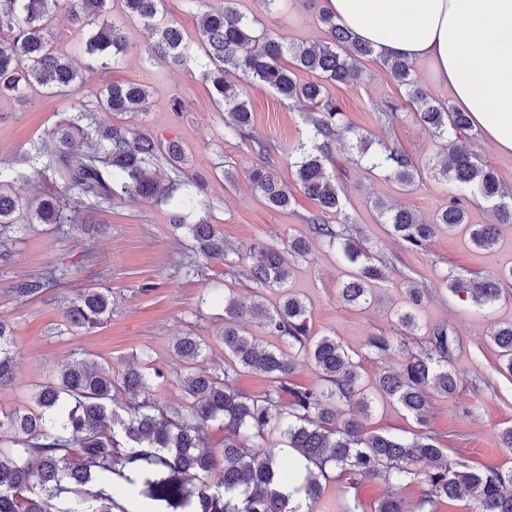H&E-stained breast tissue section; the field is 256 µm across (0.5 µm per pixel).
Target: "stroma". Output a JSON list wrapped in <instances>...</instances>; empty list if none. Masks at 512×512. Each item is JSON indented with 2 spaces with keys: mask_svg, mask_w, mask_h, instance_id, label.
Listing matches in <instances>:
<instances>
[{
  "mask_svg": "<svg viewBox=\"0 0 512 512\" xmlns=\"http://www.w3.org/2000/svg\"><path fill=\"white\" fill-rule=\"evenodd\" d=\"M237 8L246 18L256 20L258 29L274 32L287 42L310 44L328 39L305 0H276L268 8L260 0H237ZM124 36L127 53L123 63L94 75L93 82H134L147 88L143 111L125 115L124 124L183 146L192 171L207 182L205 208L225 239L245 249L258 240L281 247L289 238L308 235L306 219L316 210L313 201L298 191L288 209L266 206L246 173L253 161L248 145L225 131L224 116L207 85L199 80L196 66L174 69L152 57L149 35L138 21L125 22ZM330 92L340 102L346 121L370 134L372 141L403 149L422 162L439 153V143L414 119L404 89L375 60L365 61L361 76L353 83L331 87ZM248 94L256 132L277 154L281 178L293 182L288 153L310 141L311 127L303 107L260 87L249 88ZM71 103V98L46 93L33 95L23 104L1 96L0 163L29 170L28 156L34 155ZM390 110L397 113L391 123L383 119ZM226 169L233 172V181H225L222 172ZM345 169L339 179L344 213L355 223L360 241L392 262L397 272L379 284L373 303L349 306L339 295L348 265L336 251L313 242L308 258L290 259L288 278L289 290L312 303V333L336 337L356 364L362 383L371 389L382 369L400 368L408 352L419 351L429 329L447 325L459 340L450 360L461 377L454 396L430 392L428 422L423 426L396 402L376 400L366 426L403 437L425 429L441 440L451 458L480 470L512 471V448L504 447L499 438L502 429L512 426V374L488 338L491 325L512 323V296L481 310L440 286L441 278L450 272L492 275L512 267V226L502 227L488 251L472 249L467 234L451 233L444 227L426 248H406L393 238L389 225L379 220L374 199L405 207L429 222L447 203L450 185L426 169L412 190L403 191L385 170L352 163ZM84 221V227L64 233L22 231L0 244V318L13 325L18 352L13 380L0 385V410H12L34 384L55 376L64 362L88 359L117 371L144 352L150 354L154 367L172 377L170 383L155 388V395L167 404L181 402L184 393L176 379L183 369L173 354L178 339L198 336L208 346L206 366L223 363V294L248 299L258 292L266 306L279 302V290H257L245 277L247 265L237 256L189 264L188 242L182 233L173 231L168 207L119 200L108 211L85 214ZM51 270L65 273L73 287L110 290L112 313L107 323L86 334L66 333L62 325L66 291L36 297L17 292V283ZM403 272L430 293L416 313L418 331L400 335V346L380 358L367 349L366 341L379 333L398 335L396 313L403 301L399 275ZM478 381L484 384L479 391L474 388ZM390 494L415 512L421 487H392L365 478L357 493L351 494L332 483L314 503L313 512H345L355 497L361 503L359 512H374L378 502Z\"/></svg>",
  "mask_w": 512,
  "mask_h": 512,
  "instance_id": "stroma-1",
  "label": "stroma"
}]
</instances>
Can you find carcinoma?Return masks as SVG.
I'll return each mask as SVG.
<instances>
[{"label": "carcinoma", "mask_w": 512, "mask_h": 512, "mask_svg": "<svg viewBox=\"0 0 512 512\" xmlns=\"http://www.w3.org/2000/svg\"><path fill=\"white\" fill-rule=\"evenodd\" d=\"M109 2L67 0L69 22L89 33L84 62L77 67L51 38L60 0H0V31L8 32L7 40L0 42V92L19 102L41 90L80 94L84 74L118 64L126 42L122 26L109 20ZM121 2L124 14L151 34L152 56L175 68L196 61L214 102L224 111V127L249 142L255 163L248 178L272 208L289 207L292 193L279 178L266 141L253 130L243 85L267 88L306 107L311 145H298L292 166L300 190L317 205V213L308 218L312 239L340 246L351 266L341 298L355 307L369 303L373 287L387 278L386 265L375 263L356 245L357 229L348 216L336 225L325 220L329 214L342 213L336 174L343 173L344 164L337 163L334 146L346 135L353 137L358 157L367 159L373 169L387 170L404 188L418 175V165L395 146L383 143L380 150L370 152L372 141L343 121L341 106L327 92L328 84H347L359 77V67L375 56L372 46L340 27L319 0L308 2L328 33L323 44H288L275 33L255 29L238 12L236 0H224L221 9L201 15L194 48L185 42L177 21L165 16L164 0ZM287 55L292 69L281 65ZM379 61L405 88L416 121L440 142L443 161L437 163L438 175L452 181L459 193L449 197L431 223L382 200L374 206L392 235L410 249L425 248L441 225L450 231L463 225L475 248L491 249L499 227L512 224V201H505L498 174L473 151L468 113L429 97L414 80L410 62L394 57ZM298 70L316 74L319 81L300 82ZM231 74L239 83L228 80ZM147 96L145 86L130 83L88 91L86 97L93 99L89 104L74 100L68 116L49 133L52 149L39 174L51 172L50 188L33 201L14 189L30 175L1 166L0 242L22 226L47 224L61 230L78 224L84 212L112 207L120 191L170 204L172 226L184 231L193 254L226 261L228 243L202 206L204 181L189 173L185 152L120 122L123 115L141 111ZM77 136L90 141L89 150H73ZM467 190L492 204L497 223H468L472 199ZM310 240H290L287 250L304 257ZM237 256L241 261L255 259L248 278L259 288L281 289V302L270 309L262 302L248 305L234 295L224 296L221 366L197 367L204 357L202 342L191 335L179 339L175 356L189 370L181 403L163 404L154 397L151 386H161L169 378L148 359L117 374L74 360L63 364L54 378L35 385L30 401L0 412V512H113L116 504L110 489L115 486L131 502L133 512H312L323 485L336 482L355 490L364 477L387 484H422V509L449 499L466 502L469 512H512V492L505 490L512 475L478 471L449 458L428 432L407 438L367 430L364 418L371 398L336 338L311 334L310 304L288 292L290 270L283 250L255 242ZM442 284L463 302L489 307L512 285V267L495 276L450 273ZM66 287L64 277L53 272L17 285L26 296ZM403 288L405 306L397 313L398 324L411 333L418 328L415 309L425 289L408 276ZM110 313V291L82 288L64 308V326L87 333L107 322ZM245 322L277 337L279 345H260L243 329ZM489 337L512 374V323L491 327ZM396 343L393 336L375 334L367 347L383 358ZM457 345L447 326H435L426 345L411 354L401 370L379 373L378 392L426 424L427 390L451 397L460 383L449 366ZM301 356L313 362L325 386L302 387L288 381ZM14 368L12 330L1 319L0 385L13 378ZM242 369L266 375L270 386L264 396L251 397L235 387ZM212 426L224 432L219 448L203 439L205 429ZM279 447L297 452L305 462L303 475L292 478L285 472ZM425 463L429 470L424 472L419 465Z\"/></svg>", "instance_id": "obj_1"}]
</instances>
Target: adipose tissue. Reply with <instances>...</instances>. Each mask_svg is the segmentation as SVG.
<instances>
[{
	"mask_svg": "<svg viewBox=\"0 0 512 512\" xmlns=\"http://www.w3.org/2000/svg\"><path fill=\"white\" fill-rule=\"evenodd\" d=\"M376 54L429 61L455 107L512 154V0H325Z\"/></svg>",
	"mask_w": 512,
	"mask_h": 512,
	"instance_id": "obj_1",
	"label": "adipose tissue"
}]
</instances>
